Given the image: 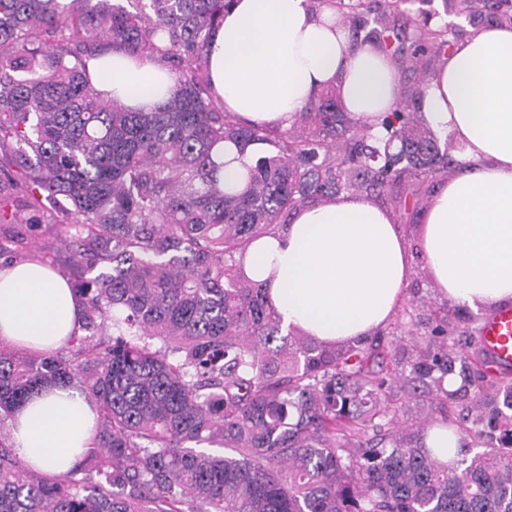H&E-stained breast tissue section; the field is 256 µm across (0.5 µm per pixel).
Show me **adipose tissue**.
Here are the masks:
<instances>
[{"label":"adipose tissue","mask_w":512,"mask_h":512,"mask_svg":"<svg viewBox=\"0 0 512 512\" xmlns=\"http://www.w3.org/2000/svg\"><path fill=\"white\" fill-rule=\"evenodd\" d=\"M89 70L130 108L161 104L173 85L162 65L118 50ZM208 74L225 111L283 130L329 87L361 123L381 122L399 101L393 60L351 45L336 13L308 0H233ZM423 115L457 166L421 216L417 247L372 199L342 194L297 210L247 250L245 272L285 326L326 344L371 335L401 303L417 253L439 299L475 312L512 304V28L459 42L427 81ZM81 313L68 280L40 258L0 268V344L58 349L81 335ZM96 418L77 388H48L16 410L11 442L29 468L62 474L89 448Z\"/></svg>","instance_id":"1"}]
</instances>
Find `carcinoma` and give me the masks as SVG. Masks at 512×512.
I'll return each instance as SVG.
<instances>
[{
    "label": "carcinoma",
    "mask_w": 512,
    "mask_h": 512,
    "mask_svg": "<svg viewBox=\"0 0 512 512\" xmlns=\"http://www.w3.org/2000/svg\"><path fill=\"white\" fill-rule=\"evenodd\" d=\"M230 0H0V149L10 182L74 230L82 331L65 350L0 347V512H512V380L497 383L431 327L409 362L415 396L475 399L458 459L399 426V361L381 344H324L283 328L242 257L297 209L355 191L420 201L456 165L421 117L426 80L400 86L384 132L354 123L336 88L287 130L245 126L211 93L207 57ZM432 0H309L351 43L413 69L468 30ZM420 4L416 10L409 6ZM473 28H512V0H442ZM122 50L169 69L150 109L101 92L87 65ZM258 147L244 190L224 189V144ZM98 407L94 446L62 476L27 467L6 433L48 385ZM207 445L225 449L206 453Z\"/></svg>",
    "instance_id": "cac0c4a2"
}]
</instances>
